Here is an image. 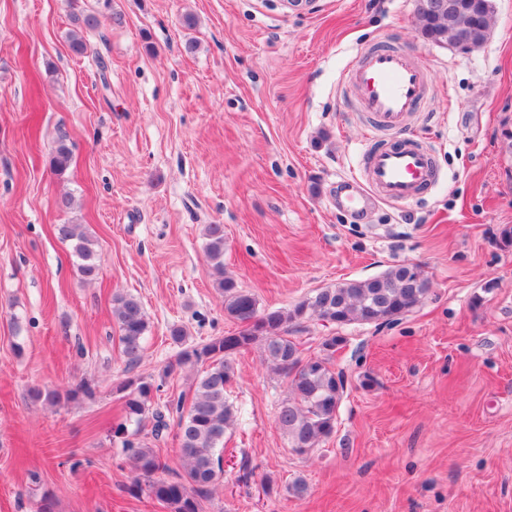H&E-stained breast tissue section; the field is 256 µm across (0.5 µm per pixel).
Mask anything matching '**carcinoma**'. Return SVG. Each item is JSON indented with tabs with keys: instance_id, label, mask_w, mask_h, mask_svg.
<instances>
[{
	"instance_id": "cac0c4a2",
	"label": "carcinoma",
	"mask_w": 512,
	"mask_h": 512,
	"mask_svg": "<svg viewBox=\"0 0 512 512\" xmlns=\"http://www.w3.org/2000/svg\"><path fill=\"white\" fill-rule=\"evenodd\" d=\"M458 8L448 13V22L437 35L449 40L465 38L467 49L481 47L492 28L493 0H455ZM100 10L72 12L77 29L68 37L76 56L88 51L84 33L97 31L105 22L118 20L112 0H99ZM72 144L66 133L58 134L50 165L61 174L70 165ZM58 237L72 244L78 271L85 281L99 275L95 241L80 224H59ZM204 250L211 262L213 285L224 295V316L240 325L233 335L217 336L197 347L186 348L176 358L178 365L206 364L187 399L180 395L153 405L160 387L141 377L121 383L124 420L113 429L121 439L122 454L136 473L132 491L166 504L170 512H200V501L209 496L223 473L224 434L236 417L229 388L235 376V354L263 342L265 357L273 370L288 380L289 397L282 402L277 422L291 448L305 453L328 438L335 426L336 410L343 392L341 373L329 366V359L302 360L297 344L288 337V323L315 316L334 324L361 322L381 325L410 312L430 292V282L418 264H403L365 280L338 282L319 288L293 309H260L256 297L224 274V225L208 224L204 229ZM112 317L119 330L120 354L131 366L143 353L149 321L141 301L131 294L112 298ZM94 397L87 382L60 391L32 387L28 399L37 405L61 407ZM176 418V439L183 473L164 478L167 469L154 443L165 439L170 419ZM152 423L150 435H142L144 422Z\"/></svg>"
}]
</instances>
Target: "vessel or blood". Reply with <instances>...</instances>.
<instances>
[{"instance_id": "vessel-or-blood-1", "label": "vessel or blood", "mask_w": 512, "mask_h": 512, "mask_svg": "<svg viewBox=\"0 0 512 512\" xmlns=\"http://www.w3.org/2000/svg\"><path fill=\"white\" fill-rule=\"evenodd\" d=\"M347 84L373 144L364 154L361 177L349 181L346 206L359 211L375 200L417 201L439 180L430 150L407 133L426 96L423 70L401 50L375 49L348 70Z\"/></svg>"}]
</instances>
